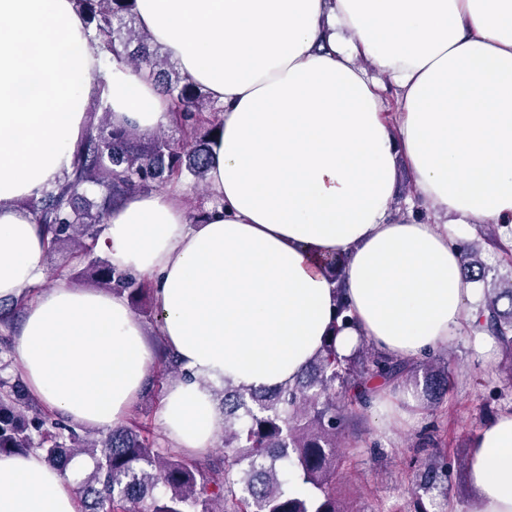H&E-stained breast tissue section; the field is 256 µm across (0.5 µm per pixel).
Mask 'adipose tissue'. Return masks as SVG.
I'll list each match as a JSON object with an SVG mask.
<instances>
[{
    "instance_id": "obj_1",
    "label": "adipose tissue",
    "mask_w": 512,
    "mask_h": 512,
    "mask_svg": "<svg viewBox=\"0 0 512 512\" xmlns=\"http://www.w3.org/2000/svg\"><path fill=\"white\" fill-rule=\"evenodd\" d=\"M137 25L222 104L205 222L181 190L139 193L99 244L154 280L153 327L126 295L46 286L45 241L20 200L69 171L97 93L149 131L170 102L105 66L75 0H0V298L29 296L12 364L73 425L111 430L144 391L152 337L178 358L160 418L170 447L211 448L225 383H294L327 335L418 361L479 321L448 217L512 226V0H136ZM413 184L396 201L399 164ZM424 209L430 221L414 218ZM346 256L353 325L332 332L323 257ZM93 461L67 472L0 454V512H78ZM477 512H512V413L484 427L466 471Z\"/></svg>"
}]
</instances>
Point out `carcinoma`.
<instances>
[{"instance_id":"cac0c4a2","label":"carcinoma","mask_w":512,"mask_h":512,"mask_svg":"<svg viewBox=\"0 0 512 512\" xmlns=\"http://www.w3.org/2000/svg\"><path fill=\"white\" fill-rule=\"evenodd\" d=\"M94 37L108 54L151 80L174 105L176 120L194 143L162 136L145 138L136 129L112 122V109L97 95L88 107L84 135L74 147L72 168L55 187L22 202L33 223L48 238L46 256L61 249L88 258L75 279L126 294L133 312L156 321L154 289L130 273L93 256L107 218L135 193L161 191L174 180L191 176L205 186L210 142L222 128L224 107L199 86L189 83L151 36L134 27L135 0H75ZM100 197L92 212L78 205L81 190ZM460 274L483 282L490 269L478 251L459 245ZM339 255L323 258L338 292L337 317L350 324L343 299V268ZM512 277L485 289L476 328L512 352ZM23 299L0 305V325L7 328L19 314ZM336 335L311 359L291 386L259 388L231 384L216 391L224 411L220 447L224 458L203 453L190 458L159 446L158 437L129 418L112 424L98 437L47 413L20 385L0 378V453L38 451L45 463L61 471L80 454L95 461L78 487L81 512H344L336 498L332 464L349 406L367 408L372 378L397 387L413 385L431 404L448 393V363L430 354L421 363L388 356L362 341L349 357L336 352ZM302 490L288 491L287 474Z\"/></svg>"}]
</instances>
